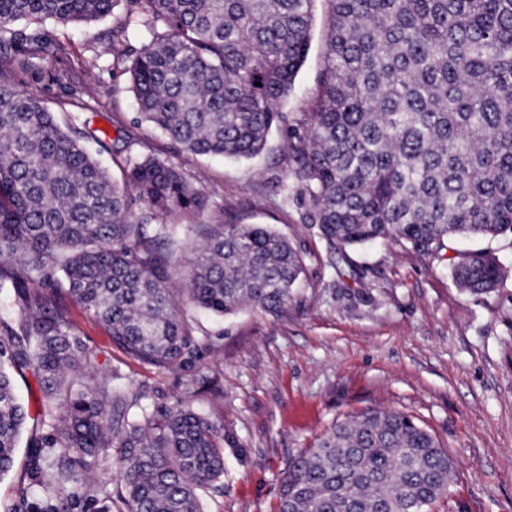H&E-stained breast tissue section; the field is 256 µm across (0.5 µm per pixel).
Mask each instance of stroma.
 Masks as SVG:
<instances>
[{
    "label": "stroma",
    "instance_id": "stroma-1",
    "mask_svg": "<svg viewBox=\"0 0 512 512\" xmlns=\"http://www.w3.org/2000/svg\"><path fill=\"white\" fill-rule=\"evenodd\" d=\"M122 9L90 24L46 22L70 46L75 65L61 84L30 90L67 123L80 115L102 131L112 159L119 125L134 127L153 153L178 167L207 196L205 208L180 221L172 253V285L203 244L196 228L220 219L265 224L305 259L300 287L284 313L244 308L224 317L188 310L196 354L184 366L159 370L112 345L105 327L62 300L75 333L94 351L104 377L141 404L163 410L176 401L224 428L222 489L202 492L204 512H276L290 459L338 420L370 408L410 415L453 459L456 479L434 512H512V236L485 241L506 268L487 294L457 288L447 261L396 243L331 252L301 221L303 200L285 197L284 130L272 129L252 159H195L173 148L147 123L124 74L139 29L113 41ZM327 5L316 0L311 48L285 112L308 110L326 34ZM88 108L77 111L74 98Z\"/></svg>",
    "mask_w": 512,
    "mask_h": 512
}]
</instances>
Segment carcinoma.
Listing matches in <instances>:
<instances>
[{
    "mask_svg": "<svg viewBox=\"0 0 512 512\" xmlns=\"http://www.w3.org/2000/svg\"><path fill=\"white\" fill-rule=\"evenodd\" d=\"M313 2L0 0V60L13 69L0 74V291L29 313L17 332L0 308V478L27 418L15 369L33 370L43 431L10 512H203L199 491L224 479L222 428L180 401L154 412L112 386L58 306L77 302L134 359L187 364L166 220L191 218L206 196L152 153L127 156L115 181L86 147L108 150L89 121L62 127L20 88L18 75L63 78L41 66L70 54L45 22L91 23L123 6L112 40L143 28L125 60L139 119L189 155L254 158L273 127L287 128L303 223L334 251L387 241L437 256L457 237L512 234V0H326L319 92L290 116L279 105L309 54ZM198 232L191 306L288 307L305 262L286 237L263 224ZM449 262L471 294L505 277L484 250ZM455 474L411 416L369 409L292 458L276 512H431Z\"/></svg>",
    "mask_w": 512,
    "mask_h": 512,
    "instance_id": "cac0c4a2",
    "label": "carcinoma"
}]
</instances>
